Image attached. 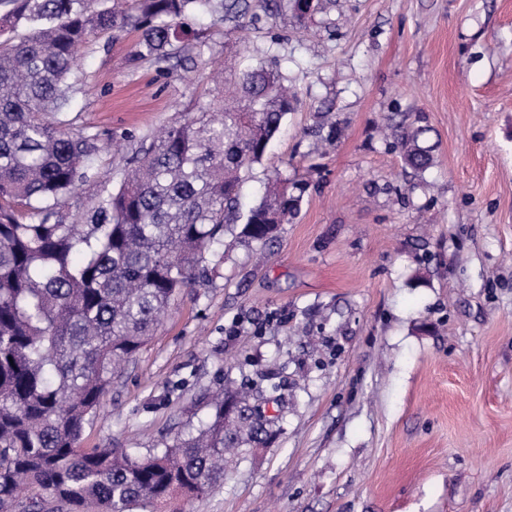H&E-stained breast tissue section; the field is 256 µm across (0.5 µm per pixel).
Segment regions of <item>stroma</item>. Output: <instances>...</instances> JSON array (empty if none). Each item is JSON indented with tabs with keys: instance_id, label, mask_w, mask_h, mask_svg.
Wrapping results in <instances>:
<instances>
[{
	"instance_id": "1",
	"label": "stroma",
	"mask_w": 512,
	"mask_h": 512,
	"mask_svg": "<svg viewBox=\"0 0 512 512\" xmlns=\"http://www.w3.org/2000/svg\"><path fill=\"white\" fill-rule=\"evenodd\" d=\"M277 2L189 18L178 61L134 59L131 28L78 53L74 125L114 142L82 207L259 61L295 101L242 205L275 178L304 188L268 245L225 231L81 445L147 454L233 387L277 398L280 430L186 512H512V0H327L301 19ZM390 115L429 127V170L383 135Z\"/></svg>"
}]
</instances>
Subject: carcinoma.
<instances>
[{
	"label": "carcinoma",
	"instance_id": "1",
	"mask_svg": "<svg viewBox=\"0 0 512 512\" xmlns=\"http://www.w3.org/2000/svg\"><path fill=\"white\" fill-rule=\"evenodd\" d=\"M0 512H149L224 481L239 448L275 437L273 419L240 391L218 393L211 418L144 457L80 441L115 373L152 337L175 295L224 247V227L262 245L298 211L284 180L247 213L244 173L262 161L292 100L274 71L239 75L222 112L202 108L136 152L117 190L68 221L93 175L102 134L73 129L84 92L77 53L132 26L133 57L179 58L182 18L235 21L249 0H0ZM428 129H394L405 164L434 161ZM79 253L82 260L73 261Z\"/></svg>",
	"mask_w": 512,
	"mask_h": 512
}]
</instances>
